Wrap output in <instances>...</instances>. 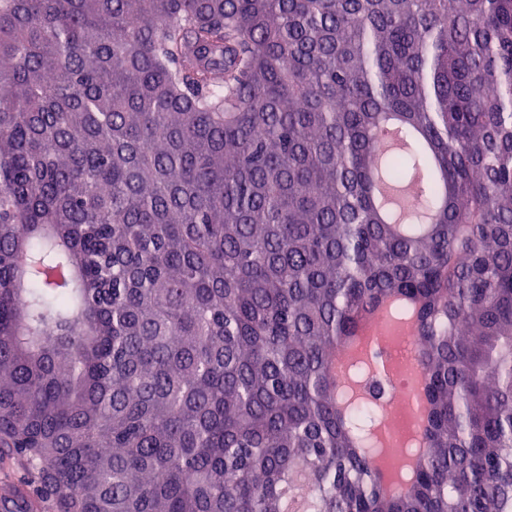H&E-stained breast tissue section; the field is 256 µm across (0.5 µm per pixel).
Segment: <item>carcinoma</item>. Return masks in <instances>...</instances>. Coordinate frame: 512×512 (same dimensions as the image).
<instances>
[{"instance_id": "1", "label": "carcinoma", "mask_w": 512, "mask_h": 512, "mask_svg": "<svg viewBox=\"0 0 512 512\" xmlns=\"http://www.w3.org/2000/svg\"><path fill=\"white\" fill-rule=\"evenodd\" d=\"M385 304L423 418L382 441ZM0 462L50 512H512V0H0Z\"/></svg>"}]
</instances>
